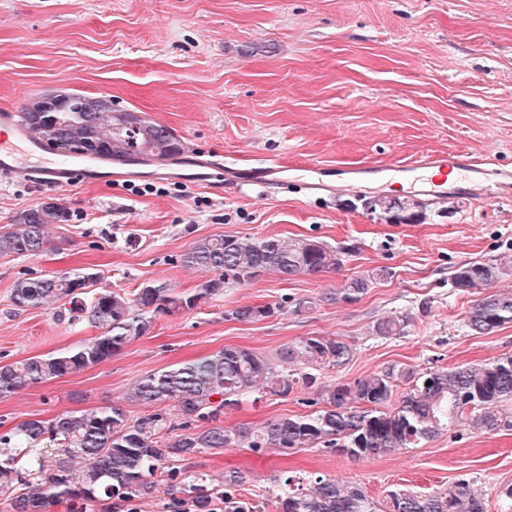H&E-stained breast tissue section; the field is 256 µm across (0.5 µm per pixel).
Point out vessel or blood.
<instances>
[{
	"mask_svg": "<svg viewBox=\"0 0 512 512\" xmlns=\"http://www.w3.org/2000/svg\"><path fill=\"white\" fill-rule=\"evenodd\" d=\"M0 124L7 129L6 135L0 137L1 181H22L52 190L106 182L107 177L100 172L96 161L63 156L50 144L34 139L22 123L19 113L0 114ZM181 163L188 171L186 180L190 183L245 177L249 182L263 184L275 180L277 174L283 171L281 164L264 160L245 172L224 164L218 155L207 150L187 152L182 155ZM447 168L476 176L486 173L483 162L470 155H449L443 152L422 154L402 165L401 170L412 179L429 181L433 178L434 170Z\"/></svg>",
	"mask_w": 512,
	"mask_h": 512,
	"instance_id": "1",
	"label": "vessel or blood"
}]
</instances>
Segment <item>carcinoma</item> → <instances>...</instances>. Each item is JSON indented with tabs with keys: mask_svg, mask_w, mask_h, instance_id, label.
<instances>
[{
	"mask_svg": "<svg viewBox=\"0 0 512 512\" xmlns=\"http://www.w3.org/2000/svg\"><path fill=\"white\" fill-rule=\"evenodd\" d=\"M24 120L39 139L80 155L97 147L123 163L148 157L164 162L180 155L182 141L164 125L134 112L112 108L88 112L75 95L61 109L51 97L30 100ZM70 213L58 202L22 211L13 230L0 234V257H38L47 248V226L63 224ZM346 248L297 238L201 239L183 256L189 267L214 277L197 293L176 294L164 284H146L132 297L97 287L95 273L55 274L16 281L12 301L22 309L41 308L67 298L99 334L75 348L0 366V399L27 386L76 373L119 354L147 335L156 316L191 310L224 293L228 284L250 281L259 268L281 277L314 276L343 265ZM501 274L491 261H465L454 267L456 291L474 297L464 325L488 336L512 324V293H485ZM380 269L346 278L327 300L354 303ZM88 303H83L84 297ZM283 305H241L232 319L251 321L255 312L270 317ZM407 316H387L375 324L381 336H398ZM353 347L338 338L310 336L284 346L273 362L240 347H226L198 360L142 377L132 398L151 411L134 420L119 406L82 412L64 411L49 420H26L0 433V500L9 512H137V502L156 483L167 484L169 497L159 512H257L238 500L234 489L241 473L221 478L192 472L202 453L221 454L232 443L254 451L273 449L288 455L325 447L353 460L411 448L464 423L474 433L512 427L504 404L512 400V354L492 361L415 371L392 364L353 382L318 380L317 372L338 369ZM405 388L398 390L397 382ZM298 387L314 390L322 407L306 415L284 417L259 428L226 427L224 408L255 394L286 397ZM292 480L277 482L275 504L281 512H486L482 494L465 481L428 495L392 490L386 502L372 499L359 486L319 477L305 490L291 491Z\"/></svg>",
	"mask_w": 512,
	"mask_h": 512,
	"instance_id": "obj_1",
	"label": "carcinoma"
}]
</instances>
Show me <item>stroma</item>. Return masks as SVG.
<instances>
[{
  "mask_svg": "<svg viewBox=\"0 0 512 512\" xmlns=\"http://www.w3.org/2000/svg\"><path fill=\"white\" fill-rule=\"evenodd\" d=\"M68 91L111 98L114 108L169 127L184 145L222 154L248 169L262 159L285 165L287 188L186 182L141 166L138 183L168 187L138 195L126 185L49 190L0 184V234L22 210L56 199L70 222L52 226L36 258L0 257V365L77 347L97 328L69 301L14 306L21 277L93 272L98 286L132 293L163 283L199 290L208 271L181 256L219 235L306 238L346 248L340 270L284 279L263 272L187 311L158 315L148 335L77 373L0 399V433L64 411L121 406L147 374L227 347L268 359L306 336L342 339L354 356L323 380L352 382L391 363L416 370L482 363L512 354V324L489 336L463 320L471 298L450 286L453 267L490 260L498 290H512V0H0V112ZM425 150L466 153L486 162V183L460 174L448 199L430 201L411 178L385 172L359 190L326 201L301 184L310 168L323 179L375 161L407 162ZM397 200L399 218L374 208ZM380 268L352 304L325 296L347 277ZM313 303L252 322L225 317L239 305ZM405 314L402 335H377L381 318ZM309 393L242 401L225 426L260 427L309 411ZM193 469L244 478L238 495L275 512L271 479L325 476L361 486L375 500L395 488L428 494L461 480L479 490L487 512H512L499 492L512 484V429L466 426L394 454L352 460L326 449L288 455L232 444L200 454Z\"/></svg>",
  "mask_w": 512,
  "mask_h": 512,
  "instance_id": "obj_1",
  "label": "stroma"
}]
</instances>
